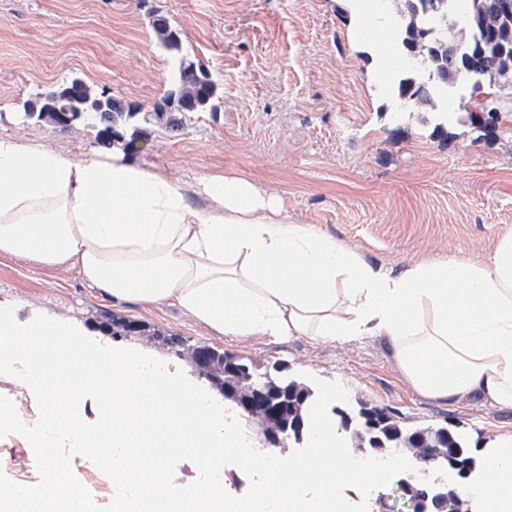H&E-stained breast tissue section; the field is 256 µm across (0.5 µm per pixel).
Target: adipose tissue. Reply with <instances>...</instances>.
<instances>
[{
  "label": "adipose tissue",
  "mask_w": 512,
  "mask_h": 512,
  "mask_svg": "<svg viewBox=\"0 0 512 512\" xmlns=\"http://www.w3.org/2000/svg\"><path fill=\"white\" fill-rule=\"evenodd\" d=\"M0 255L77 271L103 297L171 304L233 337L382 336L432 399L512 404V231L481 262L400 273L371 265L245 178L195 187L123 149L71 157L0 136ZM494 485L462 483L483 512H512V444L487 449Z\"/></svg>",
  "instance_id": "adipose-tissue-1"
}]
</instances>
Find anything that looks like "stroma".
I'll return each mask as SVG.
<instances>
[{
	"label": "stroma",
	"mask_w": 512,
	"mask_h": 512,
	"mask_svg": "<svg viewBox=\"0 0 512 512\" xmlns=\"http://www.w3.org/2000/svg\"><path fill=\"white\" fill-rule=\"evenodd\" d=\"M0 0V134L82 157L95 132L23 122L36 89L77 76L97 90L151 108L166 92L170 62L149 13L158 10L222 88L215 112L189 114L183 129L137 131L134 161L188 184L208 175L250 179L279 197L293 220L313 224L365 261L401 272L450 255L483 260L512 229V120L491 132L470 122L437 126L434 113H394L397 66L375 31L376 0ZM0 304L18 322L66 321L94 341L134 348L183 370L204 389L189 349L207 345L341 383L350 400L390 409L410 424L444 425L473 448L512 440V407L473 394L452 402L414 389L381 336L337 343L303 336L231 338L171 305L116 302L73 270L0 255ZM117 319L144 325L112 333ZM167 336L185 345L172 349Z\"/></svg>",
	"instance_id": "stroma-1"
}]
</instances>
